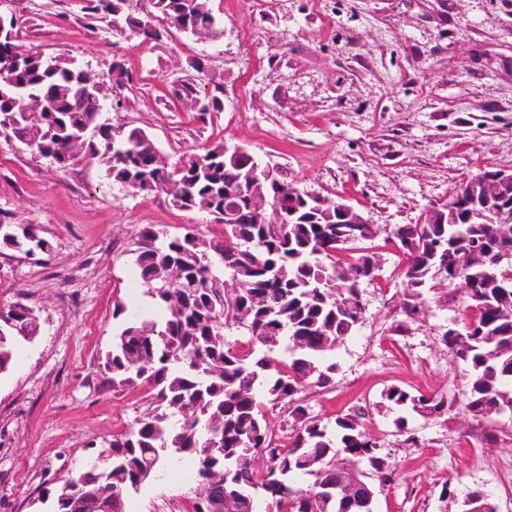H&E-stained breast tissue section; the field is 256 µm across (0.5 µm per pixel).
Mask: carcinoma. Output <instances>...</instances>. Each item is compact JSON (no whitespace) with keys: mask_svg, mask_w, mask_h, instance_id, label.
I'll return each instance as SVG.
<instances>
[{"mask_svg":"<svg viewBox=\"0 0 512 512\" xmlns=\"http://www.w3.org/2000/svg\"><path fill=\"white\" fill-rule=\"evenodd\" d=\"M86 9L101 19L125 15L129 28L144 40L159 43L170 30L197 28L212 36L223 32V19L211 0H150L143 18L124 14L126 0H85ZM162 19V28L152 19ZM18 22L0 15V134L14 138L42 157L53 156L60 169L75 160L71 151L98 160L108 179L123 182L133 193L167 192L177 183L181 193L172 204L203 211L222 225L206 249L196 248L200 231L194 224L170 236L150 227L139 232L131 250L139 286L151 306L166 312L158 321L151 314L121 301L113 317L119 332L102 356L100 369L112 389H145L148 407L123 432L112 436L108 455L96 464L105 474L103 510L95 502L59 500L79 485L82 474L70 476L43 491L51 512H127L126 503L138 482L152 481L162 469L186 458L194 461L192 478L211 480L208 512H224L227 493L259 490L266 512H373L375 491L361 506L349 507L312 482L296 488L292 478L321 469L325 479L349 472L346 465L362 462L375 471L379 483L392 480L394 470L379 456L377 443L362 420L365 407L338 415L328 426L310 416L302 393L332 383L337 364L324 355L344 344L363 324L361 289L344 288V272L368 266L371 255L351 263L336 260L346 242H336V203L319 208L294 196L278 176L257 180L245 155L222 144L208 146L183 165L170 169L155 164L159 150L140 128H112L100 121L104 108L101 87L87 84V73L73 61L24 45ZM198 77L182 80L175 97L207 114L223 111L214 90L202 92ZM35 98L46 106L35 126L19 111V102ZM490 169L481 168L455 186L448 200L434 208L423 224L392 229L406 257L402 270L406 297L395 330L426 316L424 293L434 288V274L445 267L449 300L461 291L466 308L476 311L467 324L466 341L444 336L456 358L471 364L465 411L473 418L512 414V262L499 260L512 248L502 231L512 226V182L498 195H483ZM266 197L285 223H263L251 216L249 203ZM21 306L0 313V373L11 366L14 339L29 330ZM249 337L242 351L231 331ZM279 351L284 358L274 361ZM387 408L423 412L450 411L454 401L435 394L413 393L390 386L382 394ZM288 413V445L277 443L267 421V406ZM222 442L210 453L206 444ZM248 442L262 464L241 457Z\"/></svg>","mask_w":512,"mask_h":512,"instance_id":"cac0c4a2","label":"carcinoma"}]
</instances>
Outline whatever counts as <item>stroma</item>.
<instances>
[{
	"instance_id": "1",
	"label": "stroma",
	"mask_w": 512,
	"mask_h": 512,
	"mask_svg": "<svg viewBox=\"0 0 512 512\" xmlns=\"http://www.w3.org/2000/svg\"><path fill=\"white\" fill-rule=\"evenodd\" d=\"M223 36L171 31L160 44L89 16L84 0H0L22 41L62 54L95 77L121 65L131 86L107 88L102 121L145 130L169 164L221 143L247 149L301 190L340 199L373 228L338 251L349 263L375 254L360 284L365 319L333 353L332 383L310 392L311 416L333 424L375 405L389 386L463 398L470 366L441 340L475 313L462 299L433 306L398 333L405 258L390 237L419 223L479 168L512 169V0H212ZM204 63L224 109L200 114L176 99V80ZM0 211L33 224L51 244L33 256L0 245V303L41 317L0 374V512H48L44 487L82 471L145 408L140 392L104 385L98 363L119 326L115 299L137 301L131 251L141 228L176 234L210 216L164 193L132 194L84 157L66 169L0 138ZM365 422L394 480L375 485V512H460L467 494L512 512V416L478 421L462 406ZM194 487L163 472L129 512H192Z\"/></svg>"
}]
</instances>
